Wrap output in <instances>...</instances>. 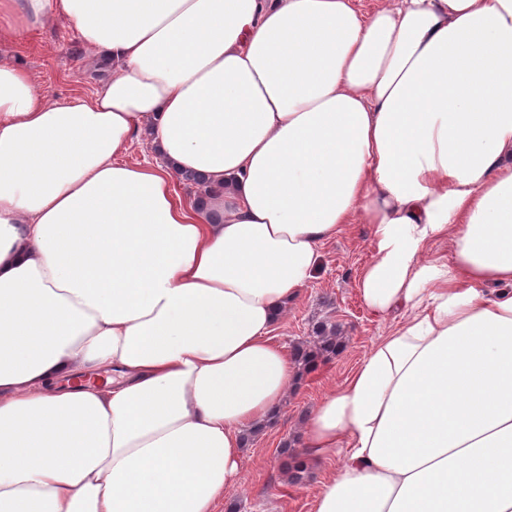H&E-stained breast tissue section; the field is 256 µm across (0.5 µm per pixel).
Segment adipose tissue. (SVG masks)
Segmentation results:
<instances>
[{"instance_id": "adipose-tissue-1", "label": "adipose tissue", "mask_w": 512, "mask_h": 512, "mask_svg": "<svg viewBox=\"0 0 512 512\" xmlns=\"http://www.w3.org/2000/svg\"><path fill=\"white\" fill-rule=\"evenodd\" d=\"M53 19L111 73L0 55V512H216L356 222L394 325L304 423L316 512H512V0H0Z\"/></svg>"}]
</instances>
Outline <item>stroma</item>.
<instances>
[{
    "instance_id": "35a3bbf8",
    "label": "stroma",
    "mask_w": 512,
    "mask_h": 512,
    "mask_svg": "<svg viewBox=\"0 0 512 512\" xmlns=\"http://www.w3.org/2000/svg\"><path fill=\"white\" fill-rule=\"evenodd\" d=\"M7 43L13 58L38 81L49 101L91 94L101 79L92 53L67 21L32 29ZM320 252L314 279L299 299L288 303L276 336L291 351L308 340L317 321L329 320L340 325L343 347L288 395L273 426L250 438L241 460L244 484L229 494L218 512H314L317 476L290 482L281 466V450L297 436L322 396L345 383L370 345L391 326L369 313L357 290L359 276L372 259L368 225H350Z\"/></svg>"
}]
</instances>
